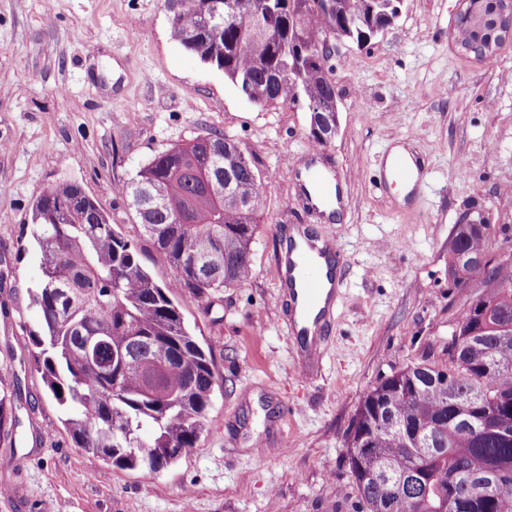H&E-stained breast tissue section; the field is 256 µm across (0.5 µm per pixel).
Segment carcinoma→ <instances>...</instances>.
<instances>
[{"mask_svg":"<svg viewBox=\"0 0 512 512\" xmlns=\"http://www.w3.org/2000/svg\"><path fill=\"white\" fill-rule=\"evenodd\" d=\"M233 2L238 16L225 24L211 0H165L172 36L249 102L308 107L336 98L316 62L327 37L366 43L372 27L396 20L402 0ZM494 8L471 0L457 42L476 45L481 17ZM204 140L223 149L208 158ZM262 185L254 154L210 130L142 166L124 193L174 269L163 284L76 184H58L36 201L32 236L43 263L33 301L43 334L32 336L34 360L48 392L72 411L76 447L152 472L197 447L217 379L180 300L201 302L253 275ZM480 254H488L487 225H456L452 283L483 288L448 335V363L400 369L356 410L359 428L375 434L350 466L356 512H512V253L478 262ZM185 258L221 272L200 276ZM160 343L171 356L159 366Z\"/></svg>","mask_w":512,"mask_h":512,"instance_id":"obj_1","label":"carcinoma"}]
</instances>
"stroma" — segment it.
<instances>
[{
  "instance_id": "obj_1",
  "label": "stroma",
  "mask_w": 512,
  "mask_h": 512,
  "mask_svg": "<svg viewBox=\"0 0 512 512\" xmlns=\"http://www.w3.org/2000/svg\"><path fill=\"white\" fill-rule=\"evenodd\" d=\"M459 0H404L370 45L330 59L339 129L319 161L347 204L334 223L306 203L288 158H306L309 114L257 107L186 52L163 0H0V512H354L346 442L364 396L417 363L444 364L474 286L448 279L456 224L483 219L512 252V40L461 52ZM218 130L246 146L267 206L254 274L184 315L219 382L197 447L167 469H121L76 448L34 367L42 254L32 208L78 184L158 282L173 268L143 236L123 185L154 155ZM405 144L425 161L416 190L381 186ZM336 239L346 257L316 380L302 377L278 281L289 226Z\"/></svg>"
}]
</instances>
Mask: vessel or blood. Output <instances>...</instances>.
<instances>
[{
    "mask_svg": "<svg viewBox=\"0 0 512 512\" xmlns=\"http://www.w3.org/2000/svg\"><path fill=\"white\" fill-rule=\"evenodd\" d=\"M305 184L318 202L331 196L328 173L317 163L302 171ZM286 272L281 285L288 290L291 306L300 311L292 319L294 342L307 353H314L333 316L340 279L336 272L344 264L342 252L335 240L287 241Z\"/></svg>",
    "mask_w": 512,
    "mask_h": 512,
    "instance_id": "vessel-or-blood-1",
    "label": "vessel or blood"
}]
</instances>
